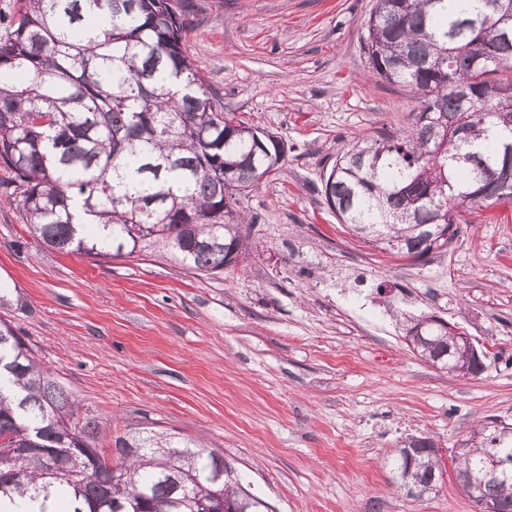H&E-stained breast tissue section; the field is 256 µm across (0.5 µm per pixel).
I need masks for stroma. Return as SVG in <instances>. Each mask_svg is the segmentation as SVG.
<instances>
[{"label":"stroma","mask_w":512,"mask_h":512,"mask_svg":"<svg viewBox=\"0 0 512 512\" xmlns=\"http://www.w3.org/2000/svg\"><path fill=\"white\" fill-rule=\"evenodd\" d=\"M374 2L189 0V54L220 104L287 146L240 197L251 251L214 275L158 251L66 254L30 233L0 170V320L98 417L105 447L152 431L222 453L273 512H477L452 466L418 499L391 459L412 436L447 458L479 425L512 424V206L459 209L427 263L339 223L323 176L418 110L363 52ZM420 314L472 336L482 375L410 352L400 319Z\"/></svg>","instance_id":"stroma-1"}]
</instances>
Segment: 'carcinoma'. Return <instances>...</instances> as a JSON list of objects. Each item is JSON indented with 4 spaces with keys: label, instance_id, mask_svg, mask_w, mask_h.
Returning <instances> with one entry per match:
<instances>
[{
    "label": "carcinoma",
    "instance_id": "1",
    "mask_svg": "<svg viewBox=\"0 0 512 512\" xmlns=\"http://www.w3.org/2000/svg\"><path fill=\"white\" fill-rule=\"evenodd\" d=\"M183 0H17L0 36V168L36 238L108 259L163 249L215 274L249 249L238 196L282 167L281 142L224 112L189 56ZM107 12L112 27L87 38ZM363 47L373 73L413 90V126L356 142L323 178L353 235L422 259L458 233L455 211L512 204V0H375ZM419 356L448 363L424 330ZM0 322V512H224L264 501L224 474V457L149 435L98 461L100 423ZM485 437L454 454L473 499L512 512V476L485 478ZM429 437L393 458L422 495L443 476Z\"/></svg>",
    "mask_w": 512,
    "mask_h": 512
}]
</instances>
